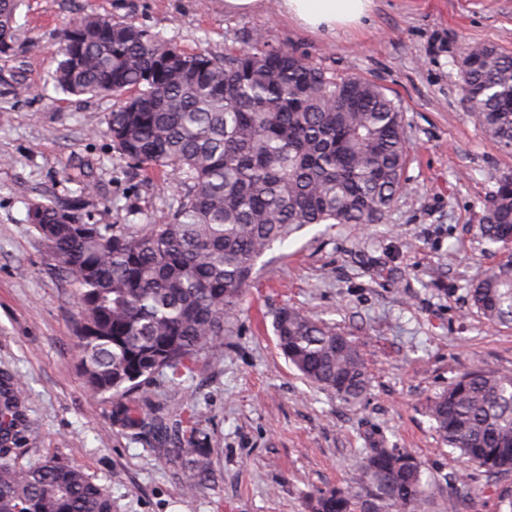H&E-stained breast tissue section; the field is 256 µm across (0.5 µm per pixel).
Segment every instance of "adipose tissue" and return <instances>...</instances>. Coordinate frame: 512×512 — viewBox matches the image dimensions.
<instances>
[{
  "label": "adipose tissue",
  "mask_w": 512,
  "mask_h": 512,
  "mask_svg": "<svg viewBox=\"0 0 512 512\" xmlns=\"http://www.w3.org/2000/svg\"><path fill=\"white\" fill-rule=\"evenodd\" d=\"M282 15L301 28L327 38L341 29L361 24L371 0H279Z\"/></svg>",
  "instance_id": "1"
}]
</instances>
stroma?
<instances>
[{"instance_id":"35a3bbf8","label":"stroma","mask_w":512,"mask_h":512,"mask_svg":"<svg viewBox=\"0 0 512 512\" xmlns=\"http://www.w3.org/2000/svg\"><path fill=\"white\" fill-rule=\"evenodd\" d=\"M102 14L215 55L262 38L339 76L384 87L403 115L406 191L378 224H310L256 262L224 343L192 374L161 378L133 404L175 422L201 415L213 477L189 491L162 446L136 442L88 392L80 373L74 288L27 221L32 205L84 197L93 223L138 231L168 221L182 187L132 167L106 135L115 101L55 92L60 33ZM17 42L0 55V375L24 384L32 427L8 456L17 464L78 460L112 497V512H307L310 495L358 487L354 460L383 445L411 451L425 471L424 512H447L450 478L469 475L459 512H501L512 476H491L450 453L431 401L476 367L512 374V323L485 319L470 289L502 263L477 240L484 207L512 153L482 131L458 87L459 51L483 42L512 51V0H372L365 28L326 39L264 0L251 14L224 0H23ZM284 305L336 324L370 375L346 405L308 384L276 344Z\"/></svg>"}]
</instances>
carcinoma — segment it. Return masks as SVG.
Returning <instances> with one entry per match:
<instances>
[{"instance_id":"obj_1","label":"carcinoma","mask_w":512,"mask_h":512,"mask_svg":"<svg viewBox=\"0 0 512 512\" xmlns=\"http://www.w3.org/2000/svg\"><path fill=\"white\" fill-rule=\"evenodd\" d=\"M21 0H0V54L14 51ZM53 79L70 95L111 96L106 133L129 163L168 171L185 185L170 220L141 231L92 224L81 198L28 212L57 269L76 285V331L87 390L112 405L133 440L162 442L159 411L128 395L163 376L174 382L221 347L255 264L306 224H373L406 191L408 157L400 107L377 84L329 75L262 38L216 56L91 14L61 36ZM463 99L485 133L512 150V53L463 44ZM512 182L488 202L478 239L512 244ZM491 321L512 320V254L471 288ZM274 334L311 384L350 404L369 377L354 342L330 323L280 307ZM433 428L451 452L492 475H512V375L476 368L435 397ZM180 419L172 442L189 490L209 479V449ZM30 425L18 379L0 377V447L26 440ZM361 489L313 495L308 512H417L424 471L401 448H368L356 461ZM0 512H112V499L75 461L26 466L0 460Z\"/></svg>"}]
</instances>
